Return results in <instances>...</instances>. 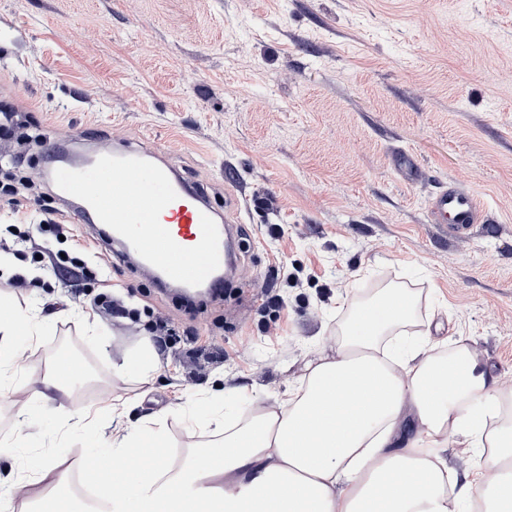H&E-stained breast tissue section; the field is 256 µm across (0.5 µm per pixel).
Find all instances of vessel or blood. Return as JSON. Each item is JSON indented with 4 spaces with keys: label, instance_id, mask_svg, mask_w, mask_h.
Masks as SVG:
<instances>
[{
    "label": "vessel or blood",
    "instance_id": "obj_1",
    "mask_svg": "<svg viewBox=\"0 0 512 512\" xmlns=\"http://www.w3.org/2000/svg\"><path fill=\"white\" fill-rule=\"evenodd\" d=\"M153 147L102 152L91 168H63L50 178L67 198L81 201L96 225H111L125 254L149 263L167 281L201 284L224 265V229L201 188L177 180ZM430 221L464 237L484 223L486 209L478 191L449 185L429 201Z\"/></svg>",
    "mask_w": 512,
    "mask_h": 512
}]
</instances>
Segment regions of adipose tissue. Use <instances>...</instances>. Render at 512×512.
I'll use <instances>...</instances> for the list:
<instances>
[{"instance_id": "ef3b65f1", "label": "adipose tissue", "mask_w": 512, "mask_h": 512, "mask_svg": "<svg viewBox=\"0 0 512 512\" xmlns=\"http://www.w3.org/2000/svg\"><path fill=\"white\" fill-rule=\"evenodd\" d=\"M416 299L392 288L357 305L331 353L305 364L288 401L252 408L225 426L221 447L179 465L128 463L129 442L162 448L155 423L96 451L124 489L117 512H512V393L498 391L467 344L451 355L422 343H385ZM38 315L0 304V373L18 368ZM487 450L494 471L461 475L449 441Z\"/></svg>"}]
</instances>
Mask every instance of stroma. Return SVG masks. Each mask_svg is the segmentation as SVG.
I'll use <instances>...</instances> for the list:
<instances>
[{
	"mask_svg": "<svg viewBox=\"0 0 512 512\" xmlns=\"http://www.w3.org/2000/svg\"><path fill=\"white\" fill-rule=\"evenodd\" d=\"M8 111L44 135L23 176L110 272L75 287L43 265L20 290L10 277L31 251L0 260V296L44 321L0 377V444L13 448L0 473L57 455L71 477L91 444L150 420L181 453L219 443L210 400L228 418L242 386L258 404L287 400L349 307L387 288L416 298L404 334L444 354L466 339L512 390V0H0V124ZM143 141L241 222L219 296L157 285L44 179L58 148ZM404 152L416 180L394 166ZM451 184L480 192L489 217L462 239L429 217ZM101 294L141 320L100 316L93 342L83 317ZM159 318L173 334L145 380ZM65 344L94 381L28 403ZM77 408L85 420L69 418Z\"/></svg>",
	"mask_w": 512,
	"mask_h": 512,
	"instance_id": "obj_1",
	"label": "stroma"
}]
</instances>
